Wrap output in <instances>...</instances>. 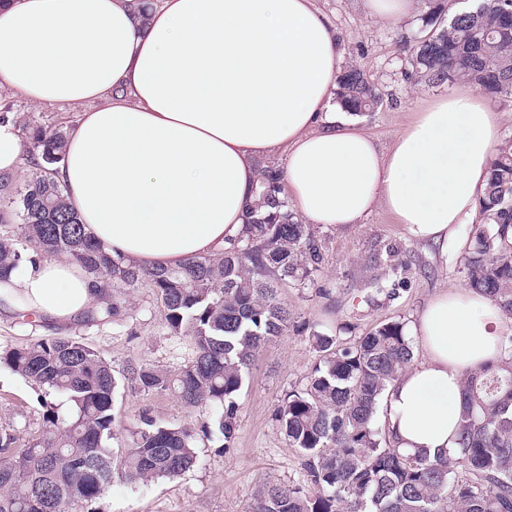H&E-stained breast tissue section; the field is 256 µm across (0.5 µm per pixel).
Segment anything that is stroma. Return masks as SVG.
I'll use <instances>...</instances> for the list:
<instances>
[{"label":"stroma","instance_id":"stroma-1","mask_svg":"<svg viewBox=\"0 0 512 512\" xmlns=\"http://www.w3.org/2000/svg\"><path fill=\"white\" fill-rule=\"evenodd\" d=\"M413 13L396 24L369 17L362 0H316L336 27L346 50L345 60L361 68L383 94L382 104L360 116L362 129L381 148L410 124L416 112L432 101L453 94L451 86L428 87L411 75L405 38L417 34L428 0H414ZM0 116L16 124L67 127L78 118L75 109L40 106L0 93ZM476 227L458 228L447 248L412 238L385 209H375L360 224L320 226L316 235L325 262L314 283L281 286L280 295L292 319L287 332L259 353L244 388L236 397L237 432L232 446L220 435L203 437L212 417L207 408L186 406L177 394L158 395L121 384L113 413L119 444H126L141 410H151L171 422H186L200 437L196 466L175 478H159L133 487L114 479L103 504L105 512H246L257 490L266 484L296 485L302 480V457L289 446L274 414L288 391L303 387L316 363L310 338L314 334L349 341L377 324L399 321L412 327L437 291L466 287L461 259ZM398 250L405 262L398 272L396 297L369 296L371 279L385 270L387 249ZM71 337L88 343L117 372L148 365L177 373L194 354L186 336L170 333L163 307L149 289L130 293L117 322L73 321L58 326L35 315L0 311V351L40 339ZM66 413L61 397L35 388L0 366V428L19 440L38 434L46 425V410Z\"/></svg>","mask_w":512,"mask_h":512}]
</instances>
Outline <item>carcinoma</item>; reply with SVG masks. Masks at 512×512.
I'll list each match as a JSON object with an SVG mask.
<instances>
[{"label":"carcinoma","instance_id":"1","mask_svg":"<svg viewBox=\"0 0 512 512\" xmlns=\"http://www.w3.org/2000/svg\"><path fill=\"white\" fill-rule=\"evenodd\" d=\"M446 5L433 0L409 41L411 74L432 85L465 80L492 96L512 95V0H471L446 25ZM337 96L354 115L382 104L380 89L355 65L345 67ZM33 165L22 190L0 177V281L18 270L27 251L77 263L101 288L88 322L117 320L125 297L148 288L161 301L168 328L191 338L195 351L177 375L148 366L124 378L143 392H175L190 407L213 410L214 433L236 432L235 395L259 351L282 336L291 313L278 285L312 280L323 262L312 225L288 209L283 170L262 171L256 211L236 245L179 268L147 269L114 257L85 231L51 167L63 157L65 132L22 124ZM481 227L464 257L467 284L512 318V140L501 143L479 198ZM317 361L308 382L293 390L275 419L299 450L301 485L269 484L247 512H512V346L464 379L458 448L429 458L393 446L376 425L387 387L414 359L398 321L381 323L348 342L311 337ZM39 388L64 396L70 412L26 444L0 429V512H69L102 499L112 479L137 486L178 476L198 463L189 424L165 422L144 410L131 443L116 453L113 414L119 386L111 364L72 338L42 340L0 353V364ZM464 476H459V470Z\"/></svg>","mask_w":512,"mask_h":512}]
</instances>
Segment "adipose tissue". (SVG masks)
I'll list each match as a JSON object with an SVG mask.
<instances>
[{"label": "adipose tissue", "mask_w": 512, "mask_h": 512, "mask_svg": "<svg viewBox=\"0 0 512 512\" xmlns=\"http://www.w3.org/2000/svg\"><path fill=\"white\" fill-rule=\"evenodd\" d=\"M345 62L313 0H0V87L76 107L54 179L86 232L144 268L223 253L258 200V159L286 155L296 216L361 223L378 207L447 243L474 216L500 114L459 90L424 106L388 149L338 117ZM76 263L42 258L0 282V305L65 323L95 306ZM504 316L467 288L438 291L413 334L421 359L388 386L395 447L454 448L467 372L492 361Z\"/></svg>", "instance_id": "obj_1"}]
</instances>
